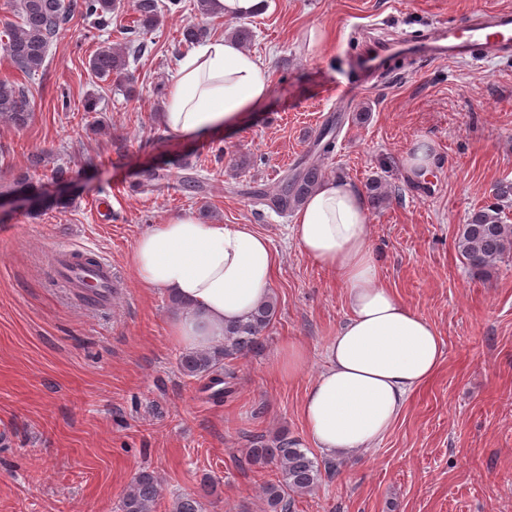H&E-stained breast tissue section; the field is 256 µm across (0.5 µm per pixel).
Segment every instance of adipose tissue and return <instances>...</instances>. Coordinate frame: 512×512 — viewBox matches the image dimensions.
Listing matches in <instances>:
<instances>
[{"label": "adipose tissue", "instance_id": "1", "mask_svg": "<svg viewBox=\"0 0 512 512\" xmlns=\"http://www.w3.org/2000/svg\"><path fill=\"white\" fill-rule=\"evenodd\" d=\"M269 96L261 56L216 35L179 58L161 129L203 142L260 111ZM291 231L303 256L335 273L348 307L326 366L305 390V428L332 456L374 447L438 372L440 335L382 283L367 200L354 184L322 181L296 208ZM130 261L141 287L180 300L170 324L177 344L206 350L223 344L225 328L270 295L278 253L251 225L202 222L187 211L141 234Z\"/></svg>", "mask_w": 512, "mask_h": 512}]
</instances>
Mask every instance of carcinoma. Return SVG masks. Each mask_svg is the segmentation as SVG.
I'll return each instance as SVG.
<instances>
[{
  "instance_id": "1",
  "label": "carcinoma",
  "mask_w": 512,
  "mask_h": 512,
  "mask_svg": "<svg viewBox=\"0 0 512 512\" xmlns=\"http://www.w3.org/2000/svg\"><path fill=\"white\" fill-rule=\"evenodd\" d=\"M9 6L19 21L5 26L7 40L3 49L18 68L30 75L42 67L53 38L74 14L92 20L96 28L102 30L108 26L112 13L121 8V0H9ZM129 6L136 14V28L131 33L146 35L159 26L158 0H129ZM144 50L141 43L129 45L126 53L103 45L89 58L88 66L96 77L112 80L115 90L130 98L136 95L137 80L129 70L128 57L135 58ZM29 118L30 101L25 88L7 80L0 81V120L22 128ZM335 140L333 126L328 124L317 138L315 147L319 153L328 155L334 151ZM185 170V165L174 160L168 168L149 172L144 187L151 191L163 187L191 193L200 191L201 181ZM321 180L318 166L305 165L296 174L284 177L274 194L257 191L254 199L286 213L296 209ZM3 195H20L45 207L61 203L60 198L35 189L25 174L15 177ZM456 246L475 274L488 277L495 271L497 263L512 253V224L503 223L498 207L480 208L459 228ZM276 312V297L270 296L259 304L247 321L226 331L224 345L207 351L182 353L178 361L180 373L188 378H210L215 397L230 393L231 362L260 349L264 332ZM246 463L260 467L272 465L277 470L276 478L264 482L261 487L266 512H291L295 496L318 486L322 471H332L331 465H321L285 432L270 441L263 435L252 437ZM161 491V481L154 472L138 473L122 500L121 512H156ZM202 509L199 497L187 493L173 500L170 512H202Z\"/></svg>"
}]
</instances>
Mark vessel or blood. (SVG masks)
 Masks as SVG:
<instances>
[{
    "label": "vessel or blood",
    "mask_w": 512,
    "mask_h": 512,
    "mask_svg": "<svg viewBox=\"0 0 512 512\" xmlns=\"http://www.w3.org/2000/svg\"><path fill=\"white\" fill-rule=\"evenodd\" d=\"M403 56H419L430 61L457 62L512 57V10L497 9L473 13L455 25L437 24L422 38L395 36L368 46L361 58V73L385 72L390 62ZM60 279L74 288L87 280L103 288L112 285V269L100 265L85 270L73 265L67 250L57 255Z\"/></svg>",
    "instance_id": "vessel-or-blood-1"
}]
</instances>
